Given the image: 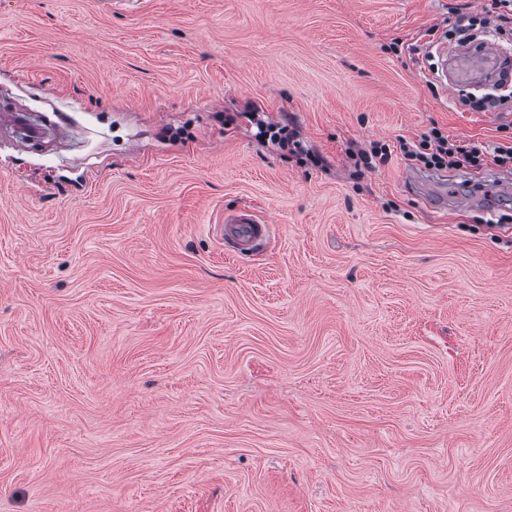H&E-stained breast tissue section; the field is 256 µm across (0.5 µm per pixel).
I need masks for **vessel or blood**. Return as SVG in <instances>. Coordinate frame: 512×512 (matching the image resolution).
<instances>
[{"label": "vessel or blood", "instance_id": "vessel-or-blood-1", "mask_svg": "<svg viewBox=\"0 0 512 512\" xmlns=\"http://www.w3.org/2000/svg\"><path fill=\"white\" fill-rule=\"evenodd\" d=\"M440 67L435 72L438 82L460 89L469 86L474 75H482L485 83L500 90L512 88V52L484 41L454 52L439 50ZM270 226L249 209H235L224 216V237L237 253L253 250L268 237Z\"/></svg>", "mask_w": 512, "mask_h": 512}]
</instances>
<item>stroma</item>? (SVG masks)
<instances>
[{
    "instance_id": "35a3bbf8",
    "label": "stroma",
    "mask_w": 512,
    "mask_h": 512,
    "mask_svg": "<svg viewBox=\"0 0 512 512\" xmlns=\"http://www.w3.org/2000/svg\"><path fill=\"white\" fill-rule=\"evenodd\" d=\"M461 4L0 0L49 128L0 132V512H512V186L449 211L398 148L512 129L428 87ZM261 107L250 104L241 116L254 122L258 129L257 135L262 139L269 141L272 145H277L281 150L299 149L301 142L298 139L296 129L289 122H268L260 118L263 114ZM392 151L390 146L386 143L373 142L369 150H358L356 153L358 160L356 165L359 170L355 171L356 175H362L364 170L361 169V165L364 169H374L377 165H384L391 158ZM270 224L250 209H235L225 213L224 239L242 254L261 245L268 237Z\"/></svg>"
}]
</instances>
